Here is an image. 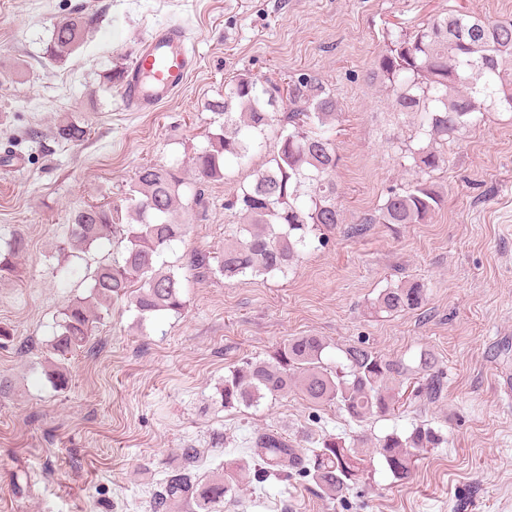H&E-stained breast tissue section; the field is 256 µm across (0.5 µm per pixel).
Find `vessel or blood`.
<instances>
[{
    "label": "vessel or blood",
    "mask_w": 512,
    "mask_h": 512,
    "mask_svg": "<svg viewBox=\"0 0 512 512\" xmlns=\"http://www.w3.org/2000/svg\"><path fill=\"white\" fill-rule=\"evenodd\" d=\"M196 65L184 29L176 25L157 28L117 83L127 110L156 111L185 85Z\"/></svg>",
    "instance_id": "obj_1"
}]
</instances>
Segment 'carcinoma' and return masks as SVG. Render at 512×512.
Here are the masks:
<instances>
[{
	"label": "carcinoma",
	"mask_w": 512,
	"mask_h": 512,
	"mask_svg": "<svg viewBox=\"0 0 512 512\" xmlns=\"http://www.w3.org/2000/svg\"><path fill=\"white\" fill-rule=\"evenodd\" d=\"M89 15L71 17L54 27L45 54L63 64L78 48ZM512 60V21L491 22L479 15L453 10L387 39L376 60L374 76L388 84L392 108L413 119L412 135L400 148L406 172L413 179L390 190L373 217L363 224H424L442 203L436 185L426 175L442 167L448 142L462 136L486 112H512V83L504 81L501 66ZM286 95L280 86L239 74L224 84V95L206 103L218 123L208 146L192 157L196 183L220 180L225 165L249 163L268 136L276 148L264 167L253 171L224 203L239 217L219 261V272L231 279L282 274L295 264L313 241L323 244L326 233L342 223L336 202L337 165L334 139L339 111L336 91L313 73L291 76ZM88 120L62 117L57 141L76 144L89 135ZM189 186L181 164L149 163L135 173L127 197L131 223H114L112 208L86 205L75 210L70 236L59 249L87 250L120 234L119 257L99 265L91 276L89 294L67 303L60 312L53 354L71 355L93 335L100 311L119 303L136 312L143 323L161 314H180L187 306L185 281L178 267L161 260L164 252L183 240L188 225L180 213L187 206L182 190ZM24 240L11 239L0 247V278L16 270ZM425 300L419 282L381 291L373 303L379 312L416 310ZM329 343L322 336H293L267 359H248L229 370L217 388L226 409L257 407L295 389L311 403L334 405L349 420L364 422L395 412L400 389L411 375L398 358L384 356L362 344L344 350L345 362L324 360ZM421 383L410 396L434 400L443 385L435 361L420 357ZM445 438L431 427L416 426L405 436L396 432L374 440L359 433L346 440L324 436L307 449L301 440L277 430L254 433L250 441L253 480L260 487L270 478L309 477L331 499L342 498L364 479L374 456H379L393 479H409L415 452L438 448ZM200 450L193 444L179 449L178 464L153 493L149 512H169L182 502L193 512H225L241 506L240 492L246 463L224 462V474L209 480L196 473Z\"/></svg>",
	"instance_id": "carcinoma-1"
}]
</instances>
